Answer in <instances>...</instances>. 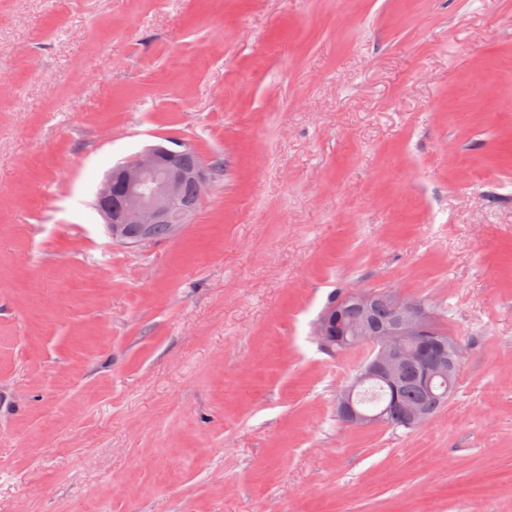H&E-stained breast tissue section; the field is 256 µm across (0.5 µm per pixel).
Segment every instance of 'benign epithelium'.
<instances>
[{
  "label": "benign epithelium",
  "mask_w": 512,
  "mask_h": 512,
  "mask_svg": "<svg viewBox=\"0 0 512 512\" xmlns=\"http://www.w3.org/2000/svg\"><path fill=\"white\" fill-rule=\"evenodd\" d=\"M208 176L209 168L191 147L182 144L170 148L151 146L125 160L101 183L96 193L97 210L114 242L133 247L152 241L156 224L169 225L175 236L189 223L199 205L197 198H182V184L189 179L203 185ZM114 187L126 197L119 214L108 206ZM381 301L392 309V320L370 335L352 332L353 345L366 350V354L359 372L340 391L336 403L339 417L355 427L382 425L387 415V410L382 408L367 411L359 406L355 400L358 388L372 380L398 384L406 368L413 363L412 343L435 334L425 309L404 303L393 292L352 293L337 306L352 305L367 311ZM340 316L338 309L316 327V335L323 344L330 346L335 342L336 319ZM457 368V362L441 357L423 365L416 378L426 386L438 376H453Z\"/></svg>",
  "instance_id": "1"
}]
</instances>
